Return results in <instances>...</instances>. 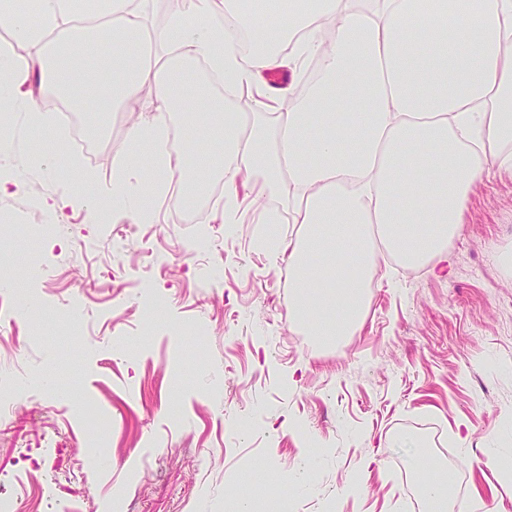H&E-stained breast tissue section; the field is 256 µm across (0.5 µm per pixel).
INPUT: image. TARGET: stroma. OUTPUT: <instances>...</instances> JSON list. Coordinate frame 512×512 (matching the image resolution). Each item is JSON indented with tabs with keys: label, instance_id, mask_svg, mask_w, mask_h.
Returning <instances> with one entry per match:
<instances>
[{
	"label": "stroma",
	"instance_id": "stroma-1",
	"mask_svg": "<svg viewBox=\"0 0 512 512\" xmlns=\"http://www.w3.org/2000/svg\"><path fill=\"white\" fill-rule=\"evenodd\" d=\"M102 122L101 154L74 157L107 188L128 124L108 112ZM36 138L16 133L6 156L24 185L0 197L11 224L0 255L40 298L0 319V390L20 392L0 416V497L35 468L51 484L35 512L62 501L108 512L116 492L130 512H225L242 485L268 500L289 493L293 512H324L330 499L340 512H415L416 468L387 443L405 432L447 467L458 498L512 512V487L485 464L512 434V280L495 256L512 245V179L476 186L448 274L380 264L361 328L320 342L288 319L287 262L256 247L257 210L231 234L180 222L151 196L150 223L90 224L78 205L60 238L36 239L45 217L29 198L63 185L45 176ZM214 267L222 285L209 281ZM306 434L321 462L294 489Z\"/></svg>",
	"mask_w": 512,
	"mask_h": 512
}]
</instances>
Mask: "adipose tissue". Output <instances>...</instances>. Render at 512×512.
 <instances>
[{
	"instance_id": "1",
	"label": "adipose tissue",
	"mask_w": 512,
	"mask_h": 512,
	"mask_svg": "<svg viewBox=\"0 0 512 512\" xmlns=\"http://www.w3.org/2000/svg\"><path fill=\"white\" fill-rule=\"evenodd\" d=\"M335 21L334 48L322 30ZM0 25L26 47L0 51V124L26 117L51 129L32 86L49 81L74 108L134 110L144 84L167 101L127 130L112 187L41 200L51 218L83 204L90 223L112 211L146 221L145 195H168L179 173L205 190L215 171L224 202L198 224L243 223L251 175L281 193L300 224L273 250L288 257L290 319L314 336H346L367 306L369 273L387 255L408 265L447 262L474 188L512 176V0H318L292 10L225 8L186 0L159 30L146 0H38L36 15L0 0ZM205 60L230 89L255 91L251 112H214L186 77ZM321 76L305 83L311 62ZM290 71L282 87L275 73Z\"/></svg>"
}]
</instances>
